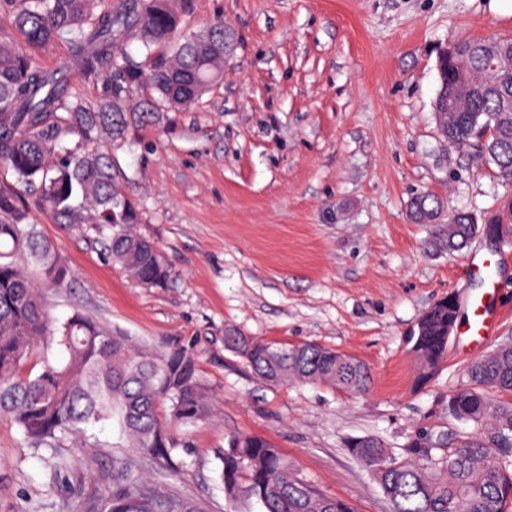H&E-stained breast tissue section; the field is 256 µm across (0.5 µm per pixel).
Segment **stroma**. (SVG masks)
<instances>
[{"label": "stroma", "mask_w": 512, "mask_h": 512, "mask_svg": "<svg viewBox=\"0 0 512 512\" xmlns=\"http://www.w3.org/2000/svg\"><path fill=\"white\" fill-rule=\"evenodd\" d=\"M185 30L220 16L235 36L222 81L198 103L130 127L114 151L120 190L140 212L136 231L171 268L146 288L104 255L85 224L34 219L75 280L46 300L57 320L82 311L134 344L192 350L212 394V416L178 449L182 475L150 481L204 512H259L230 503L219 478L227 431L274 443L298 475L355 512H391L347 451L376 436L397 453L419 433H468L444 402L466 369L512 340V246L478 238L459 253L424 246L408 204L436 194L445 213L495 215L512 187L446 148L433 117L437 58L458 37L512 39V11L493 0H180ZM455 294L461 319L438 375L416 389L405 337L438 300ZM488 296L493 329L466 332L473 300ZM233 327L267 342H315L363 361L362 396L263 380L224 348ZM90 447L65 439L28 447L0 416V512H74L54 477L64 461L92 492L113 453L111 424Z\"/></svg>", "instance_id": "1"}]
</instances>
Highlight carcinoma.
I'll return each instance as SVG.
<instances>
[{
	"label": "carcinoma",
	"mask_w": 512,
	"mask_h": 512,
	"mask_svg": "<svg viewBox=\"0 0 512 512\" xmlns=\"http://www.w3.org/2000/svg\"><path fill=\"white\" fill-rule=\"evenodd\" d=\"M0 413L8 415L32 448L85 438L89 427H117L120 447L99 472L94 494L77 495L81 512H201L198 503L165 495L149 481L156 468L171 475L186 446L175 431L211 417L210 393L193 353L182 347H134L80 312L57 322L43 291H62L74 275L38 230L33 211L56 224H89L106 255L146 288L165 285L171 271L149 239L136 232L137 207L118 189L112 152L130 124H153L161 110L197 103L223 77L224 20L199 32L180 28L176 0H0ZM56 42L68 61L46 69L37 50ZM455 52L438 59L436 107L456 99L457 111L434 118L443 140L466 148L501 183L512 186V43L501 82L486 85L479 40L458 38ZM100 91L94 102L83 85ZM414 224L431 225L436 251L467 247L470 213L443 218L439 198L415 194ZM458 312L436 302L406 336L420 362V383L431 379L448 353V321ZM63 358H44L23 373L26 359L47 339ZM224 348L273 385L324 384L362 395L370 369L338 358L316 343L270 345L235 328ZM448 418L473 428L458 446L448 432L425 434L406 454L373 436L347 448L371 474L392 512H512V344L498 346L467 370L448 394ZM224 494L260 512H353L298 476L269 440L226 435L220 457Z\"/></svg>",
	"instance_id": "cac0c4a2"
}]
</instances>
